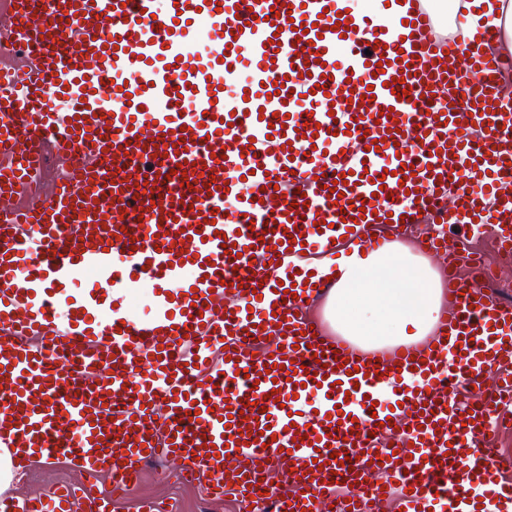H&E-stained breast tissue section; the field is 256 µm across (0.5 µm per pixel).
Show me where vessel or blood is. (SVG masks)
<instances>
[{"mask_svg":"<svg viewBox=\"0 0 512 512\" xmlns=\"http://www.w3.org/2000/svg\"><path fill=\"white\" fill-rule=\"evenodd\" d=\"M346 2L0 0V447L16 469L61 454L121 489L163 458L246 497L270 461L291 487L268 493L274 512H512L480 445L512 425L495 412L512 404V305L458 276L445 235L423 241L453 299L431 344L363 353L302 314L340 276L312 256L379 249L385 223L490 224L512 255V60L435 38L430 0H389L383 23ZM144 285L156 305L136 319L125 297ZM270 337L284 348L250 354ZM91 498L60 485L0 512Z\"/></svg>","mask_w":512,"mask_h":512,"instance_id":"vessel-or-blood-1","label":"vessel or blood"}]
</instances>
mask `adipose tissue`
<instances>
[{"label": "adipose tissue", "mask_w": 512, "mask_h": 512, "mask_svg": "<svg viewBox=\"0 0 512 512\" xmlns=\"http://www.w3.org/2000/svg\"><path fill=\"white\" fill-rule=\"evenodd\" d=\"M477 15H466V43L477 44L488 26L501 29L500 44L512 52V0H484ZM342 277L327 294L321 316L336 335L378 349L416 345L432 335L444 301L439 274L428 261L396 242L363 252L352 246L340 259Z\"/></svg>", "instance_id": "ef3b65f1"}]
</instances>
